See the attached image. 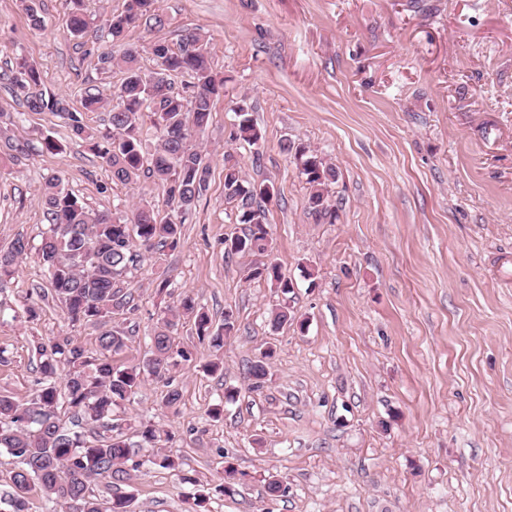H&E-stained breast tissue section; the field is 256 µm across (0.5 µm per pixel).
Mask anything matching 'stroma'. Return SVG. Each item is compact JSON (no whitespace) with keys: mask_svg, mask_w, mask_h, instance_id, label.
<instances>
[{"mask_svg":"<svg viewBox=\"0 0 512 512\" xmlns=\"http://www.w3.org/2000/svg\"><path fill=\"white\" fill-rule=\"evenodd\" d=\"M33 28L22 0H0V253L28 243L15 277L0 286V392L30 399L39 373L34 340L69 337L97 354L99 330L71 323L52 298L27 321L32 285L48 287L37 248L48 228L44 179L95 211L163 208L160 186L112 180L105 162L77 142L55 112H25L11 79L16 57L42 71L45 89L86 112V91L110 96L120 69L101 70L99 34L66 31L65 0H37ZM163 29L131 28L140 65L149 46L176 45L182 30L209 37L224 93L199 141L208 188L183 217L177 248L145 258L126 277L136 307L115 316L128 338L124 363H141L158 318L192 296L236 331L222 351L199 341L190 319L178 337L191 359L168 382L148 380L120 418L174 436L181 475L144 463L124 490L137 512H185L198 483L209 512H512V0H157ZM246 101L258 144L231 138ZM57 150H47L45 138ZM310 145L336 167L335 221L309 208V186L284 139ZM23 145L10 154L8 143ZM273 183L272 249L225 256L241 234L224 198V167ZM279 266L294 288L281 295L247 280L258 261ZM169 283L157 290L155 281ZM289 303L305 330L270 326ZM275 356L261 390L247 368ZM222 354L224 368L204 373ZM181 394L176 409L167 388ZM237 389L235 402L224 391ZM223 404L224 413L210 410ZM241 471L221 495L220 457ZM285 491L273 496L269 477Z\"/></svg>","mask_w":512,"mask_h":512,"instance_id":"35a3bbf8","label":"stroma"}]
</instances>
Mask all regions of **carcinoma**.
<instances>
[{
  "mask_svg": "<svg viewBox=\"0 0 512 512\" xmlns=\"http://www.w3.org/2000/svg\"><path fill=\"white\" fill-rule=\"evenodd\" d=\"M84 0H70L66 28L79 38L92 24L83 8ZM162 28L156 0H126L122 12L112 15L101 27L105 46L98 54L105 70L118 65L124 77L113 91L109 122L112 134L104 142L81 118L70 111L65 101L42 88L37 66L21 59L16 63L15 85L24 92V104L31 112H59L67 116L75 139L92 143L98 157L109 166L112 180L126 183L145 177L162 186L170 213L163 215L146 203L131 211V216L115 217L109 212L88 210L75 194L65 190L58 175L46 178L44 198L49 230L43 236L39 256L49 275L56 299L72 323L91 321L98 325L99 356L92 357L69 340L56 339L33 344L38 357L39 389L30 400L19 402L0 394V452L16 460L11 490L0 494L9 512H28V494L37 488L51 507L63 512H136L132 494L112 491V484L131 479L140 462L138 453H148L150 462L179 473V458L169 454L164 443L169 432L151 424L133 426L114 417L116 408L137 394L146 378L162 379L191 354L179 346L177 332L180 315L194 321L198 338L212 346L224 345L234 322L224 319L215 330L208 314L186 295L180 311L164 315L151 336L148 355L137 365H118L115 357L126 349L125 336L112 326V316L129 305L119 283L147 254L174 248L179 240L178 215L191 209L207 189L210 166L202 150L191 139L208 126L214 99L224 93V79L217 77L207 49L206 37L198 28H186L177 48L165 42L151 47L166 81H154L139 65V50L125 45L120 54L114 48L125 32L139 23ZM189 77L184 90L174 78ZM160 96L163 112H153L160 137L148 150L141 134V119L146 104ZM233 139L249 145L261 139L249 108L240 103ZM282 151L293 156L310 192L308 204L320 218L336 220L329 203L328 187L336 182V168L310 147L287 141ZM224 193L229 201L239 202L237 223L245 232L230 238L235 254H263L269 247L265 204L276 196L274 185L248 180L237 165L224 167ZM28 249L18 238L11 250L0 254V281L12 277L16 264ZM247 278L264 280L286 296L293 283L272 263L251 266ZM305 323L296 319L288 305L272 311L271 325ZM268 350L249 368L250 389L258 390L268 375ZM101 483L108 496L93 494L91 485ZM210 489L201 487L185 512H208Z\"/></svg>",
  "mask_w": 512,
  "mask_h": 512,
  "instance_id": "1",
  "label": "carcinoma"
}]
</instances>
